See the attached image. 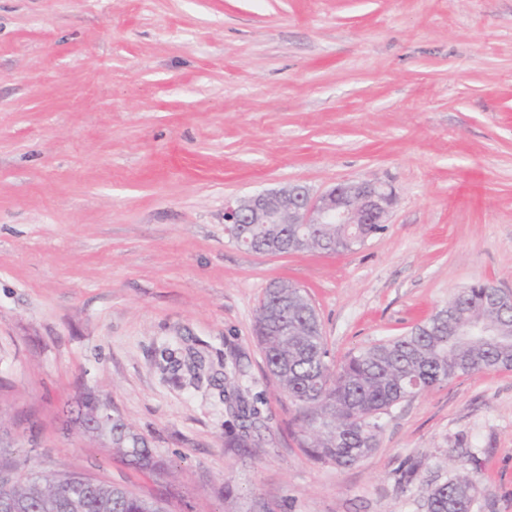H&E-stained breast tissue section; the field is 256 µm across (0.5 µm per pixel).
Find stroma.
<instances>
[{"label": "stroma", "mask_w": 512, "mask_h": 512, "mask_svg": "<svg viewBox=\"0 0 512 512\" xmlns=\"http://www.w3.org/2000/svg\"><path fill=\"white\" fill-rule=\"evenodd\" d=\"M359 181L394 203L355 250L224 231L232 199ZM278 281L336 365L469 285L512 290V0H0V464L173 512H426L463 470L472 512H512V370L392 407L352 467L311 458L252 334ZM105 424L112 423V444L127 459L129 464L139 469L153 472L160 471V466L154 460L142 437L134 433L127 424L120 419L107 416L102 420Z\"/></svg>", "instance_id": "35a3bbf8"}]
</instances>
